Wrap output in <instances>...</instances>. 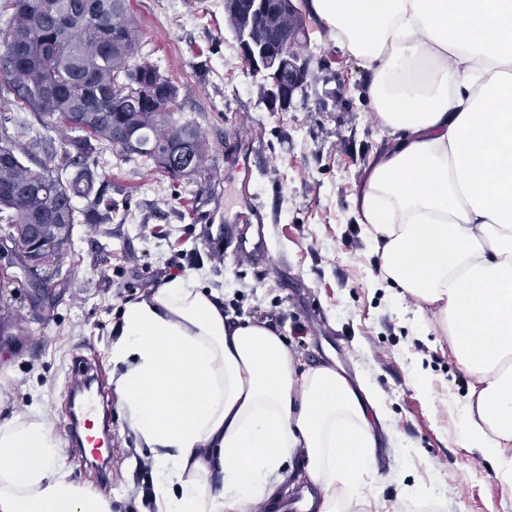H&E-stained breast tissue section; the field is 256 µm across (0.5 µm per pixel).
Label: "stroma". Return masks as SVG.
Here are the masks:
<instances>
[{"label": "stroma", "instance_id": "stroma-1", "mask_svg": "<svg viewBox=\"0 0 512 512\" xmlns=\"http://www.w3.org/2000/svg\"><path fill=\"white\" fill-rule=\"evenodd\" d=\"M305 54L316 81L305 102L271 108L262 75L243 59L224 0H130L140 52L178 87L172 118L200 128L205 159L179 187L150 165L103 142L92 150L96 189L114 205L111 223L76 224L47 296L6 292L0 319L17 341L0 354V416L40 410L60 437L69 431L67 375L77 352L101 366L111 390L109 350L126 304L149 297L170 265L196 273L206 290L237 300L243 319L281 316L275 331L301 364L338 362L380 396L384 429L375 462L359 485L372 512H410L428 500L433 512H512L492 466L460 441L456 401L469 377L436 330L433 310L380 276L370 238L351 208L364 171L386 135L369 102L370 76L336 46L306 0ZM5 137L28 148L32 168L56 166L63 140L52 126L14 104ZM243 135L253 171L249 191L263 203L275 268L212 242L235 207L236 175L224 143ZM302 323L304 338L291 326ZM112 486L102 489L75 456L71 479L103 495L112 512H155L156 462L112 406Z\"/></svg>", "mask_w": 512, "mask_h": 512}]
</instances>
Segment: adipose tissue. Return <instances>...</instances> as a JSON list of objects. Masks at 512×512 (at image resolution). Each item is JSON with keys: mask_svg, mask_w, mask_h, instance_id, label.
<instances>
[{"mask_svg": "<svg viewBox=\"0 0 512 512\" xmlns=\"http://www.w3.org/2000/svg\"><path fill=\"white\" fill-rule=\"evenodd\" d=\"M371 76L387 142L353 204L385 280L435 311L470 377L461 440L512 491V0H310ZM129 424L157 449V512H244L303 457L312 512H351L376 400L232 323L198 275L126 305L110 350ZM54 423L0 417V512H112L71 480Z\"/></svg>", "mask_w": 512, "mask_h": 512, "instance_id": "obj_1", "label": "adipose tissue"}]
</instances>
